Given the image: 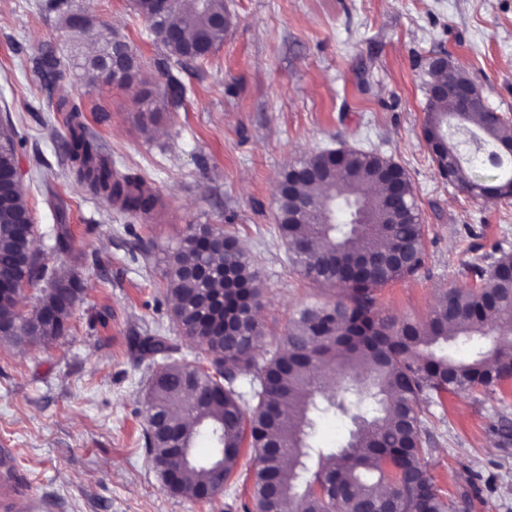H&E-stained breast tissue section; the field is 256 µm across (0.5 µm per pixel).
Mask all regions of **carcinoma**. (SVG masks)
Listing matches in <instances>:
<instances>
[{"mask_svg":"<svg viewBox=\"0 0 512 512\" xmlns=\"http://www.w3.org/2000/svg\"><path fill=\"white\" fill-rule=\"evenodd\" d=\"M132 6L164 50V94H183L175 71L205 59L224 42V31L214 25L224 13V0H172L156 26L149 0H132ZM172 28L184 31L186 40L169 39ZM34 65L49 79L62 73L52 53L36 58ZM446 74L455 84H473L451 59L445 73L428 70L432 81ZM134 83L140 85L142 105L137 122H159L162 113L152 107L156 89L137 66L123 81ZM58 111L67 112L61 140L79 179L126 212L152 211L157 198L143 189L140 176L112 166L80 108L61 103ZM452 126L476 138L492 167H502L494 158L512 143L511 123L487 112L459 115L451 98L428 97L422 135L434 145L435 166L460 154L449 135ZM16 163L15 132L10 124H0V166ZM301 163L314 169L318 180L306 184L305 191L277 195V228L298 274L332 287L334 298L303 303L279 345L257 362L254 350L263 331L251 310L261 306L264 288L254 259L223 228L188 225L166 256L163 276L173 319L184 337L205 348L208 365L173 358L179 347L158 332L137 340L140 358L162 360L145 397L146 413L160 421L147 419L152 464L161 475L180 474L179 482L167 488L170 495L209 501L230 481L246 443L257 453L247 512H360L367 504L376 512H455L453 499L440 492L429 471L425 424L435 396L487 390L512 379V322L492 316L512 314V253L475 268L472 283L442 289L422 324L385 314L377 307V290L416 273L426 258L420 221L396 211L387 192L370 191L384 185L394 160L358 149H345L335 158L325 148ZM447 180L484 201L509 196L491 188L512 183V177L489 183L461 160ZM326 205L332 224L323 223ZM30 218L23 189L0 192V318L8 321L0 329V342L16 346L47 344L66 335L72 307L85 290L80 272L66 268L73 253L70 232L55 230L50 245L55 263L50 264L32 249L34 227L26 234L20 230ZM361 252L382 260L343 282L331 258L339 256L348 267ZM393 254L404 261L390 262ZM194 265L208 267L212 276H187L185 269ZM21 281L40 288L41 295L35 309L19 317L11 285ZM62 286L71 291L67 305L58 293ZM488 337L490 344L478 346L467 361L443 351L450 342ZM316 413L345 416L351 430L345 446L318 453L319 470L314 481L305 483L302 475L315 453L307 429ZM201 437L214 448L210 460L199 464L191 455L182 458L179 449L194 448ZM285 458L287 477L281 471Z\"/></svg>","mask_w":512,"mask_h":512,"instance_id":"1","label":"carcinoma"}]
</instances>
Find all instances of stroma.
Masks as SVG:
<instances>
[{
	"label": "stroma",
	"mask_w": 512,
	"mask_h": 512,
	"mask_svg": "<svg viewBox=\"0 0 512 512\" xmlns=\"http://www.w3.org/2000/svg\"><path fill=\"white\" fill-rule=\"evenodd\" d=\"M42 0H0V122L21 143L19 173L46 251L69 225L86 290L69 335L18 348L0 343V448H10L20 512H244L254 453H242L212 501L171 496L146 445L145 389L155 366L129 342L145 331L178 337L162 259L187 225L212 224L253 256L266 299L258 320L272 350L301 302L331 297L290 265L276 230L275 191L286 166L350 146L408 172L426 259L377 293L382 311L425 320L441 288L512 252V197L476 201L443 181L422 137L425 60L444 51L512 122V0H224L230 25L207 59L179 74L178 102L156 96L160 125L134 114L137 86L92 82L85 69L112 35L145 77L165 82L146 21L131 0H67L90 33L63 29ZM53 52L64 75L45 88L34 58ZM78 104L106 153L159 199L130 215L95 195L61 146L59 102ZM96 262H88V255ZM427 456L459 512H512V382L447 394L430 406Z\"/></svg>",
	"instance_id": "stroma-1"
}]
</instances>
